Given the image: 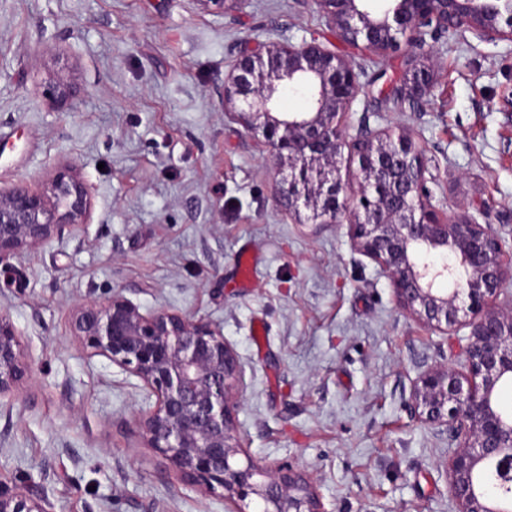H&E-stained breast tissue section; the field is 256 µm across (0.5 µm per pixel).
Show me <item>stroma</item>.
Wrapping results in <instances>:
<instances>
[{
	"instance_id": "35a3bbf8",
	"label": "stroma",
	"mask_w": 512,
	"mask_h": 512,
	"mask_svg": "<svg viewBox=\"0 0 512 512\" xmlns=\"http://www.w3.org/2000/svg\"><path fill=\"white\" fill-rule=\"evenodd\" d=\"M311 38L358 75L346 124L410 134L433 205L512 244L511 42L458 31L369 55L315 0L221 15L198 0H0V188L66 167L92 201L88 223L0 266V314L33 368L0 398V488L48 512H228L148 447L139 379L73 334L76 304L119 293L221 331L244 367L247 454L304 467L325 512H455L448 440L409 405L418 362L460 367L468 328L408 316L347 219L289 215L266 145L224 114L241 46ZM413 55L436 73L415 107L386 91Z\"/></svg>"
}]
</instances>
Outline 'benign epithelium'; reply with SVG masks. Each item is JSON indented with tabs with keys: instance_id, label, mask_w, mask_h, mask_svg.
Returning <instances> with one entry per match:
<instances>
[{
	"instance_id": "7a95c632",
	"label": "benign epithelium",
	"mask_w": 512,
	"mask_h": 512,
	"mask_svg": "<svg viewBox=\"0 0 512 512\" xmlns=\"http://www.w3.org/2000/svg\"><path fill=\"white\" fill-rule=\"evenodd\" d=\"M364 0H316L338 36L371 55L396 41L448 31L480 41L512 42V0H388L383 17ZM508 15V28L500 19ZM411 77L394 90L419 104L433 88L431 65L409 59ZM300 92V112L280 108L283 89ZM360 92L349 60L317 39L244 45L224 77V112L268 142L277 162L279 202L317 222L347 217L356 249L378 265L399 306L444 334L469 328L466 372L426 360L413 385L415 416L446 436V466L456 512H512V410L500 404L512 384V301H492L512 284V248L489 224L463 213L448 221L431 203L433 179L413 140L360 119L341 125ZM357 158L360 196L348 204L339 177L342 149ZM91 199L69 169H58L41 190L0 189V264L36 249L67 226L88 223ZM76 336L92 354L135 376L144 391L143 438L188 483L220 494L232 512H324L309 473L244 453L234 409L244 369L220 331L168 309L148 312L120 294L80 305ZM33 368L13 326L0 314V396L15 392ZM255 508L246 510L247 502ZM0 512H46L25 488L0 491Z\"/></svg>"
}]
</instances>
